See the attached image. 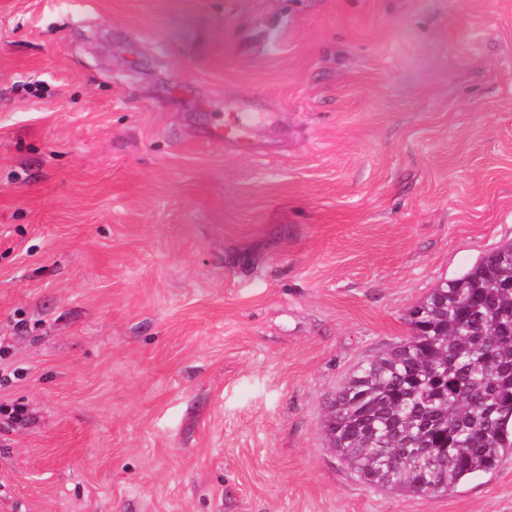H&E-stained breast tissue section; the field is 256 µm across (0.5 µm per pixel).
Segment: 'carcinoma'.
I'll return each mask as SVG.
<instances>
[{
    "label": "carcinoma",
    "instance_id": "cac0c4a2",
    "mask_svg": "<svg viewBox=\"0 0 512 512\" xmlns=\"http://www.w3.org/2000/svg\"><path fill=\"white\" fill-rule=\"evenodd\" d=\"M412 334L359 364L322 422L370 486L441 496L512 453V241L441 281Z\"/></svg>",
    "mask_w": 512,
    "mask_h": 512
}]
</instances>
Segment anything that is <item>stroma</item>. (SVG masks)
<instances>
[{
    "label": "stroma",
    "instance_id": "obj_1",
    "mask_svg": "<svg viewBox=\"0 0 512 512\" xmlns=\"http://www.w3.org/2000/svg\"><path fill=\"white\" fill-rule=\"evenodd\" d=\"M510 241L512 0H0V512H512L321 433ZM256 116L252 112H234L229 121L216 127L210 138L224 145L240 144L246 138L249 127L255 122ZM31 419L30 410L24 404L0 403V423L6 426L24 425Z\"/></svg>",
    "mask_w": 512,
    "mask_h": 512
}]
</instances>
